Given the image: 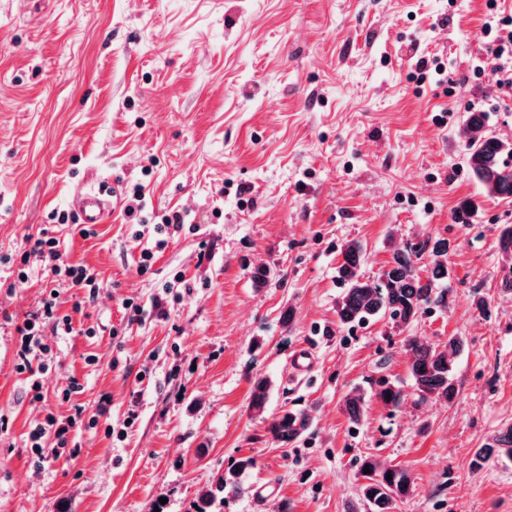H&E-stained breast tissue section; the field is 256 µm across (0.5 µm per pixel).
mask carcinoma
<instances>
[{"label": "carcinoma", "instance_id": "carcinoma-1", "mask_svg": "<svg viewBox=\"0 0 512 512\" xmlns=\"http://www.w3.org/2000/svg\"><path fill=\"white\" fill-rule=\"evenodd\" d=\"M467 164L487 193L503 200L512 199V143L502 140L486 129V115L470 112L464 123ZM498 246L501 253L511 260L504 266L501 288L512 293V225L506 224L500 232ZM424 252L423 245L393 252L391 261L375 280H366L360 269L363 245L349 241L341 249L342 261L337 275L343 291L336 302L337 322L342 326L364 323L379 316H389L392 323L404 329L417 320L420 313L433 302L443 300L436 295L438 281L448 277V263L443 260L446 249L437 243L432 248L433 259L427 275L415 266V257ZM410 352L409 371L414 390L420 400L437 397L451 402L456 396L453 382L454 362L464 347V339L453 336L444 344H425L412 337L405 339ZM270 383L265 378L253 382L251 408L259 415L265 412ZM376 396L388 408L401 406L402 391L393 383L381 380ZM345 411L354 424L361 422L365 413V398L358 391L349 393L344 402ZM311 424L309 412L283 411L269 424L273 440L284 445L293 443L306 433ZM492 458L512 459V425L501 429L492 442L479 449L474 457L477 469ZM253 466L250 459L240 460L222 476L219 484L204 491L195 512H209L217 496L222 499L235 497L241 490L239 476ZM370 472H365V469ZM361 499L368 512H394L398 500L413 491L409 472L395 465H388L370 455L362 460Z\"/></svg>", "mask_w": 512, "mask_h": 512}]
</instances>
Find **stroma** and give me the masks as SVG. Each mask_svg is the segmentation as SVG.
Returning <instances> with one entry per match:
<instances>
[{"instance_id": "obj_1", "label": "stroma", "mask_w": 512, "mask_h": 512, "mask_svg": "<svg viewBox=\"0 0 512 512\" xmlns=\"http://www.w3.org/2000/svg\"><path fill=\"white\" fill-rule=\"evenodd\" d=\"M487 0H0V512H194L243 458L220 512H360L359 459L410 472L395 512H512V460L476 451L512 425V294L498 247L512 201L465 161L467 113L512 139L487 55ZM115 184L108 223L60 224L80 187ZM143 185L141 209L129 193ZM476 212L454 218L463 201ZM185 216L140 272L149 227ZM48 231L96 295L61 286L74 332L48 336L42 402L16 370L17 327L45 297L29 237ZM376 278L394 250L448 244V290L406 330L339 326L342 246ZM268 270L265 282L255 267ZM168 295L166 315L152 306ZM145 308L130 321L126 300ZM461 336L453 403L419 400L406 337ZM314 363L293 377L295 352ZM271 382L265 415L255 377ZM77 379L79 392L60 387ZM404 401L390 411L380 379ZM366 400L351 423L344 401ZM309 409L294 444L269 432ZM78 415L73 458L36 462L46 414ZM274 497L257 495L261 486ZM252 465L253 461L250 459L238 461L237 464L222 476L219 484L214 489L206 490L200 495L195 512H211L208 508L218 495H222L223 500L234 498L241 490L239 484L240 474Z\"/></svg>"}]
</instances>
